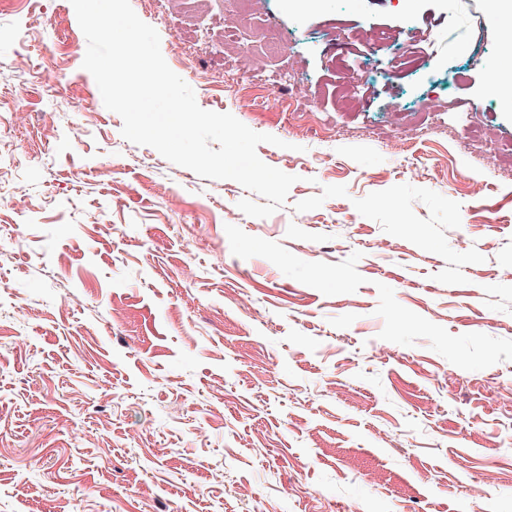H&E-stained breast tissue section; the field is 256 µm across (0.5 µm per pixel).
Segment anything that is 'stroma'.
<instances>
[{
	"instance_id": "35a3bbf8",
	"label": "stroma",
	"mask_w": 512,
	"mask_h": 512,
	"mask_svg": "<svg viewBox=\"0 0 512 512\" xmlns=\"http://www.w3.org/2000/svg\"><path fill=\"white\" fill-rule=\"evenodd\" d=\"M130 4L297 181L228 223L240 184L79 112L71 0H0V512H512V0Z\"/></svg>"
}]
</instances>
